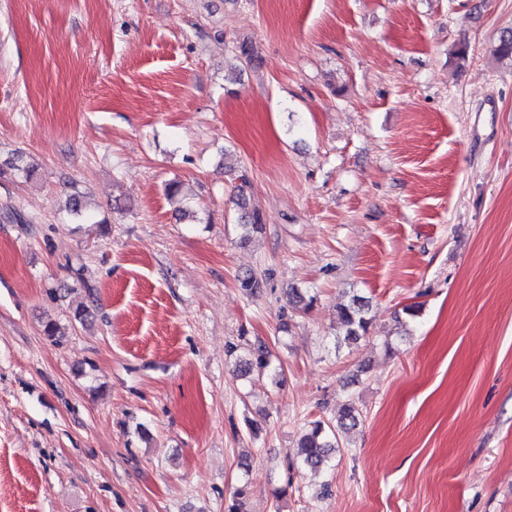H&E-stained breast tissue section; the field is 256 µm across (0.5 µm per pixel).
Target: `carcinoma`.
<instances>
[{"instance_id":"1","label":"carcinoma","mask_w":512,"mask_h":512,"mask_svg":"<svg viewBox=\"0 0 512 512\" xmlns=\"http://www.w3.org/2000/svg\"><path fill=\"white\" fill-rule=\"evenodd\" d=\"M236 58L244 66H254L259 63V57L251 42L242 40L234 45ZM493 55L499 60L512 61V29L504 30L497 39ZM251 189L249 178L242 174L239 176L235 204L241 211L239 226L242 229V239L248 240L255 232L262 230L261 216L249 210L247 205L248 192ZM337 321L344 330V340H356L368 332L371 319L367 317V309L358 299L336 305ZM249 365L262 372L269 365V352L262 343L253 345L250 349ZM359 410L348 402L338 412L336 423L315 420L309 423L300 439L293 457L287 459V468L300 463L310 468L324 465L331 451L339 446V437L354 428L358 423Z\"/></svg>"}]
</instances>
